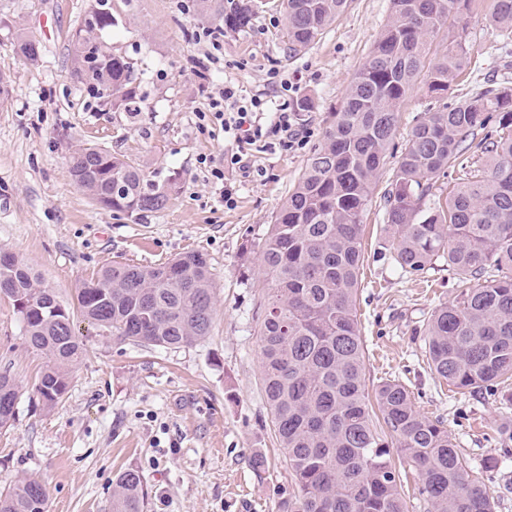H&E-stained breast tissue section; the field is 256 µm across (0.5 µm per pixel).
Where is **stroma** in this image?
Listing matches in <instances>:
<instances>
[{
    "mask_svg": "<svg viewBox=\"0 0 512 512\" xmlns=\"http://www.w3.org/2000/svg\"><path fill=\"white\" fill-rule=\"evenodd\" d=\"M89 4L0 0V67L11 84L8 103L0 105V251L27 262L66 301L109 262L154 266L200 251L214 273V322L197 345L148 349L76 319L83 354L67 396L49 409L36 391L46 360L26 347L11 301L0 299V371L10 370L21 387L16 420L0 430V492L31 475L46 489L48 512H112V482L133 467L148 486L147 512H278L290 473L262 391L254 297L265 282L244 275L241 246L260 241L273 223L380 36L390 0H350L298 56L288 52L279 0H268L250 28L225 36L224 61L214 66L192 33L215 27V12L199 13L184 0H112V26L102 37L134 66V112L106 110L71 74L69 35ZM490 5L472 0L451 20L463 29L471 58L447 103L489 81L512 82V34L489 23ZM24 35L39 44L37 62L16 51ZM273 74L314 100V110L299 115L311 132L306 146L251 151L247 168L225 169L223 184L211 183L201 158L222 162L237 145L218 128L200 127L208 91L231 83L272 112L282 102L269 82ZM429 101L425 83L417 82L400 109L392 158L375 174L378 187L387 185ZM76 144L128 156L159 183L178 176L180 188L159 212L101 208L71 178L67 156ZM227 189L231 207L222 198ZM364 222L356 310L367 387L386 379L405 384L417 409L444 420L483 473L495 512H512V399L461 394L435 378L425 356V324L460 281L441 261L418 277L400 274L381 199ZM256 455L266 459L263 470L251 466Z\"/></svg>",
    "mask_w": 512,
    "mask_h": 512,
    "instance_id": "obj_1",
    "label": "stroma"
}]
</instances>
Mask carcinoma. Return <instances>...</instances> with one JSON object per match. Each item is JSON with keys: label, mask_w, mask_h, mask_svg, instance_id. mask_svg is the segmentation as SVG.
Instances as JSON below:
<instances>
[{"label": "carcinoma", "mask_w": 512, "mask_h": 512, "mask_svg": "<svg viewBox=\"0 0 512 512\" xmlns=\"http://www.w3.org/2000/svg\"><path fill=\"white\" fill-rule=\"evenodd\" d=\"M470 0H391L389 19L357 71L342 107L258 244L267 288L259 296L262 386L291 489L278 512H406L393 461L407 458L418 495L431 512H494L480 473L448 428L423 415L396 379L365 387L364 344L355 312L365 256L363 217L374 175L399 121L402 104L425 76L441 98L465 72L471 48L448 32L436 62L430 47ZM263 0H224L219 34L251 26ZM347 0H281L288 51L300 55L342 16ZM490 21L512 31V0H492ZM97 30L77 26L72 73L128 111L137 96L133 67L109 51ZM495 137L477 139L488 124ZM477 148L483 162L469 154ZM74 183L103 209L124 213L166 208L177 185L155 183L134 162L94 144L69 157ZM459 177L446 197L434 193L445 169ZM392 230L394 263L423 272L440 259L468 287L430 315L425 328L431 372L471 395L493 393L512 378V86L490 83L453 106H434L411 130L381 196ZM10 286L28 347L47 365L37 392L53 407L69 391L82 352L74 312L104 333L141 347H189L208 336L214 314L213 273L202 252L156 267L114 261L76 288L73 301L9 254L0 283ZM19 385L0 371V429L12 426ZM149 492L139 470L119 473L112 512H145ZM0 512H46V492L33 477L0 493Z\"/></svg>", "instance_id": "1"}]
</instances>
